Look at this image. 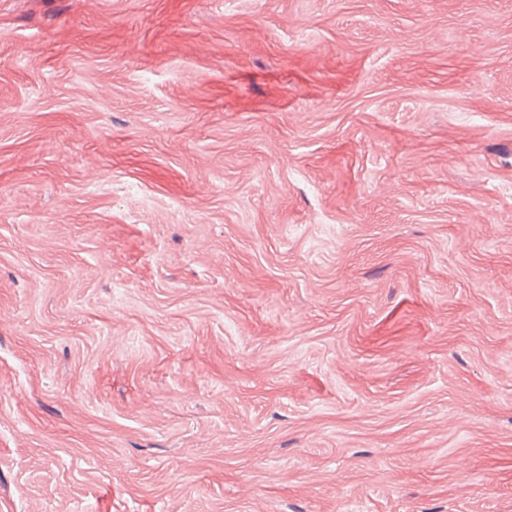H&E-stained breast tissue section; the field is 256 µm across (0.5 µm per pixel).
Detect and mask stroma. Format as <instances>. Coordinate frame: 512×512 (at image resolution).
<instances>
[{
  "mask_svg": "<svg viewBox=\"0 0 512 512\" xmlns=\"http://www.w3.org/2000/svg\"><path fill=\"white\" fill-rule=\"evenodd\" d=\"M0 512H512V0H0Z\"/></svg>",
  "mask_w": 512,
  "mask_h": 512,
  "instance_id": "1",
  "label": "stroma"
}]
</instances>
